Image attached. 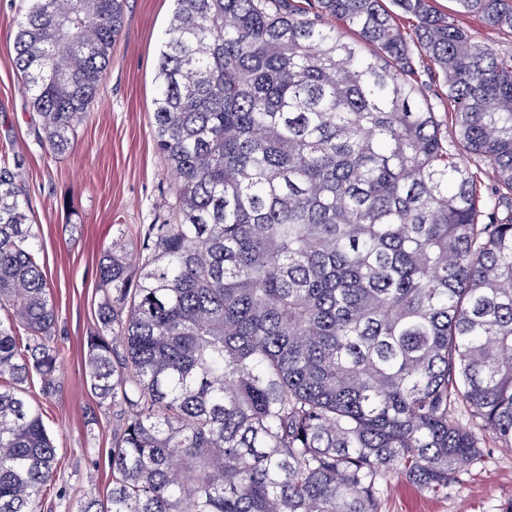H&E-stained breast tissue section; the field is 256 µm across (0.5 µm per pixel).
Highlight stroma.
<instances>
[{
  "instance_id": "1",
  "label": "stroma",
  "mask_w": 512,
  "mask_h": 512,
  "mask_svg": "<svg viewBox=\"0 0 512 512\" xmlns=\"http://www.w3.org/2000/svg\"><path fill=\"white\" fill-rule=\"evenodd\" d=\"M21 0H0V146L21 164L29 215L56 307L53 341L61 350L50 382L31 396L47 412L58 466L36 512H76L112 486V408L84 376L86 340L96 322L98 263L121 246L137 252L142 225L166 218L177 178L154 145L158 51L172 0H126L112 61L77 127L69 151L51 155L38 138L40 118L13 59ZM482 455L461 467L447 493L416 488L396 472L383 476L379 512H512V448L486 437Z\"/></svg>"
}]
</instances>
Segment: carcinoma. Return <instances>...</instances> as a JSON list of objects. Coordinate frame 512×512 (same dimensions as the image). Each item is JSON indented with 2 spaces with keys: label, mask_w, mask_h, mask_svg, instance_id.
Wrapping results in <instances>:
<instances>
[{
  "label": "carcinoma",
  "mask_w": 512,
  "mask_h": 512,
  "mask_svg": "<svg viewBox=\"0 0 512 512\" xmlns=\"http://www.w3.org/2000/svg\"><path fill=\"white\" fill-rule=\"evenodd\" d=\"M23 2L14 64L62 154L125 0ZM174 3L152 124L176 221L143 225L137 273L99 261L84 364L112 488L78 512H379L387 470L448 490L481 456L456 404L512 447V55L433 0ZM455 3L512 35V0ZM20 166L0 159V512H35L57 469L28 394L60 351ZM416 67L419 72L417 85L419 93L434 105L435 112H440V115L443 116V112H447V106L443 99L444 89L441 81L438 80V75L434 74V66L427 60L423 62L417 60Z\"/></svg>",
  "instance_id": "carcinoma-1"
}]
</instances>
